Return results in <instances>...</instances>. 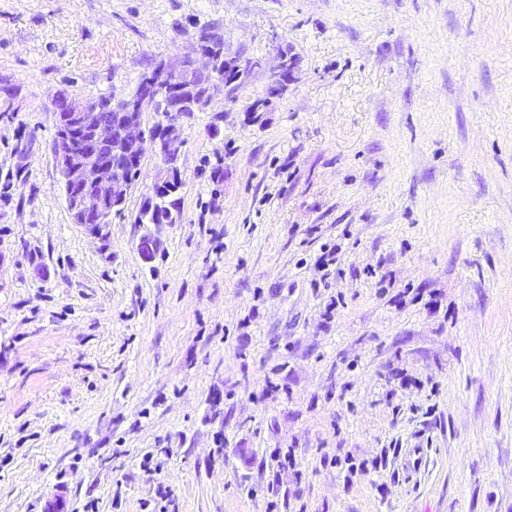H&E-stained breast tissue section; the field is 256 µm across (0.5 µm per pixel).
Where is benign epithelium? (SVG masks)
I'll return each mask as SVG.
<instances>
[{"label": "benign epithelium", "instance_id": "obj_1", "mask_svg": "<svg viewBox=\"0 0 512 512\" xmlns=\"http://www.w3.org/2000/svg\"><path fill=\"white\" fill-rule=\"evenodd\" d=\"M224 68V79L217 76ZM234 64L224 59V48L217 47L205 36L196 39L195 55L183 57L178 64L160 63L142 75L136 90L112 105L117 113L109 127L101 126L100 105L96 101L77 102L64 94L53 99L63 122L56 138L55 158L64 178L68 209L76 224H97L99 218L91 211L90 194L98 191L121 207L133 183L123 169L121 160L129 157V149L142 158L147 145L163 157L177 153L182 147L178 123L169 121L159 131L146 135L143 116L156 112L166 104L171 112L196 111L212 97L224 93ZM195 74L205 76L206 96L197 101L190 90Z\"/></svg>", "mask_w": 512, "mask_h": 512}]
</instances>
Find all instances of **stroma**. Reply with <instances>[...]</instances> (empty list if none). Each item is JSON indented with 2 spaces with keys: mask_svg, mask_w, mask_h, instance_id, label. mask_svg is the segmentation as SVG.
Masks as SVG:
<instances>
[{
  "mask_svg": "<svg viewBox=\"0 0 512 512\" xmlns=\"http://www.w3.org/2000/svg\"><path fill=\"white\" fill-rule=\"evenodd\" d=\"M205 28L251 71L182 125L179 221L149 150L74 223L53 96ZM4 93L0 512H512V0H0ZM179 182H181V179L177 171L169 170L166 178L155 186L160 189L166 188L167 190H172L174 186H178ZM166 189L162 191L156 190L154 192L151 197L153 199V209L147 212L143 211L142 208L137 217L138 223L155 224L162 219H166L168 223L173 224L179 220L180 212L176 201L172 199L173 194H170Z\"/></svg>",
  "mask_w": 512,
  "mask_h": 512,
  "instance_id": "stroma-1",
  "label": "stroma"
}]
</instances>
